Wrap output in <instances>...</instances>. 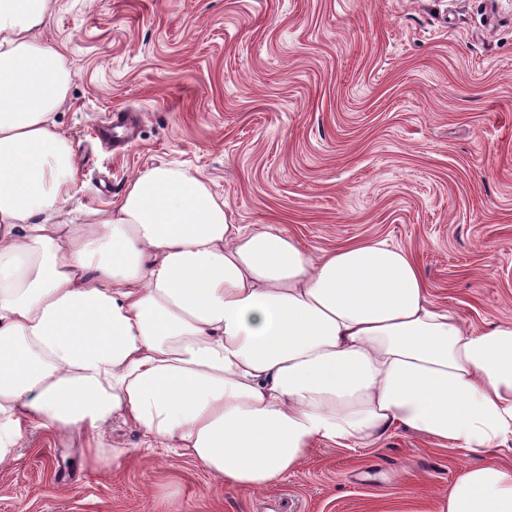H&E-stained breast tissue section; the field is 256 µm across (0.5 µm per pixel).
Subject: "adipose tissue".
I'll use <instances>...</instances> for the list:
<instances>
[{
	"instance_id": "ef3b65f1",
	"label": "adipose tissue",
	"mask_w": 512,
	"mask_h": 512,
	"mask_svg": "<svg viewBox=\"0 0 512 512\" xmlns=\"http://www.w3.org/2000/svg\"><path fill=\"white\" fill-rule=\"evenodd\" d=\"M50 0H0V466L27 431L105 453L119 419L148 451L259 491L315 446L403 427L438 446H512V323L438 311L385 240L313 253L231 223L180 167L140 172L71 217L77 160L53 116L72 75L40 41ZM432 512H512V470L465 467Z\"/></svg>"
}]
</instances>
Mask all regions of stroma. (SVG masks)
I'll return each instance as SVG.
<instances>
[{"instance_id":"stroma-1","label":"stroma","mask_w":512,"mask_h":512,"mask_svg":"<svg viewBox=\"0 0 512 512\" xmlns=\"http://www.w3.org/2000/svg\"><path fill=\"white\" fill-rule=\"evenodd\" d=\"M41 39L72 73L55 114L75 151L115 112L119 154L86 151L73 203L104 208L139 172H201L232 223L313 251L388 239L436 307L468 327L512 322V0H51ZM100 468L85 443L27 433L0 467V512H427L464 467L512 468L403 428L319 445L286 479L229 491L192 459Z\"/></svg>"}]
</instances>
